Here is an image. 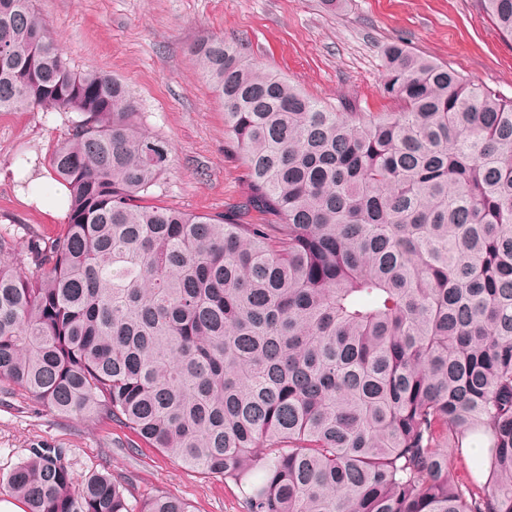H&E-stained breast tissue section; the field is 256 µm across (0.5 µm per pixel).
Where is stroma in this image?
<instances>
[{
  "instance_id": "1",
  "label": "stroma",
  "mask_w": 512,
  "mask_h": 512,
  "mask_svg": "<svg viewBox=\"0 0 512 512\" xmlns=\"http://www.w3.org/2000/svg\"><path fill=\"white\" fill-rule=\"evenodd\" d=\"M50 23L72 69L122 79L133 91L140 122L172 148L156 194L187 212L229 214L249 192L241 159L227 145L224 109L195 66L190 48L222 38L303 92L327 103L349 101L357 112H381L383 48L399 41L448 63L462 75L512 98V39L501 37L480 0H33ZM73 112H0V235L13 256L29 261L31 234H54L61 219L25 205L16 176L65 137ZM44 444L63 449L74 477L106 471L124 479L130 500L158 491L185 500L192 512H243L238 488L220 476L185 467L139 442L127 428L63 416L32 403L0 381V480Z\"/></svg>"
}]
</instances>
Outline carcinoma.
<instances>
[{
	"label": "carcinoma",
	"instance_id": "carcinoma-1",
	"mask_svg": "<svg viewBox=\"0 0 512 512\" xmlns=\"http://www.w3.org/2000/svg\"><path fill=\"white\" fill-rule=\"evenodd\" d=\"M480 2L512 37V0ZM191 55L248 171L237 215L157 203L171 147L129 86L0 0V112L78 114L46 158L68 224L0 264V381L232 481L244 512H512V98L397 42L391 112L222 38ZM62 453L9 474L28 512H191L109 472L76 497Z\"/></svg>",
	"mask_w": 512,
	"mask_h": 512
}]
</instances>
